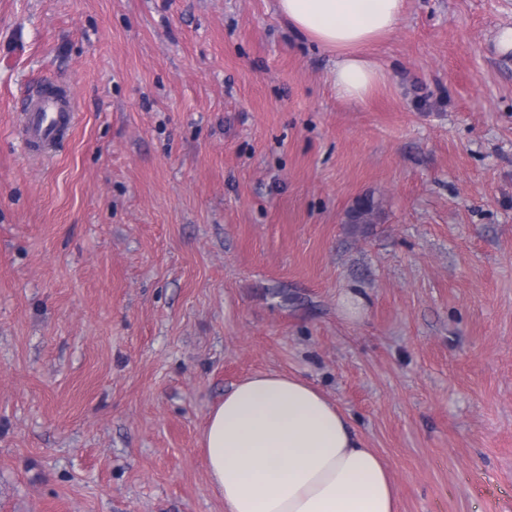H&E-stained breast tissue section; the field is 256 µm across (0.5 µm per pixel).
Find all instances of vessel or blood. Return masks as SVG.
Returning <instances> with one entry per match:
<instances>
[{
	"label": "vessel or blood",
	"mask_w": 512,
	"mask_h": 512,
	"mask_svg": "<svg viewBox=\"0 0 512 512\" xmlns=\"http://www.w3.org/2000/svg\"><path fill=\"white\" fill-rule=\"evenodd\" d=\"M24 136L33 150L40 151L54 144L74 120V105L63 90L50 88L25 99Z\"/></svg>",
	"instance_id": "1"
}]
</instances>
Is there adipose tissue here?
Segmentation results:
<instances>
[{"label":"adipose tissue","instance_id":"ef3b65f1","mask_svg":"<svg viewBox=\"0 0 512 512\" xmlns=\"http://www.w3.org/2000/svg\"><path fill=\"white\" fill-rule=\"evenodd\" d=\"M289 27L336 60L339 99L361 102L385 72L363 48L393 33L405 0H276ZM204 462L224 512H396L387 467L344 412L295 374L246 377L209 413Z\"/></svg>","mask_w":512,"mask_h":512}]
</instances>
